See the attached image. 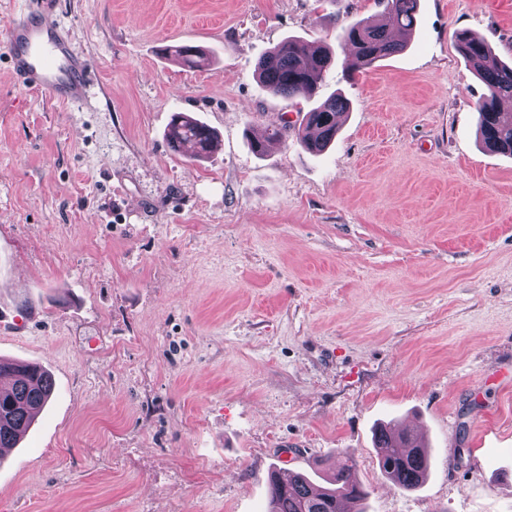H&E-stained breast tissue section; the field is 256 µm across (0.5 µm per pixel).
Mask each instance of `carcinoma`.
<instances>
[{"mask_svg": "<svg viewBox=\"0 0 512 512\" xmlns=\"http://www.w3.org/2000/svg\"><path fill=\"white\" fill-rule=\"evenodd\" d=\"M386 9L387 25H374L363 19L345 29L344 37L353 48L352 55L341 64L346 74L396 55L406 47V41L393 38L392 29L405 36L413 32L417 0H387ZM456 39L459 52L486 86V94L477 107L481 138L488 148L512 155V65L499 61L488 45L471 33L459 32ZM164 53L189 69L208 62L207 54L195 45L167 46ZM334 66L336 58L327 47L288 37L260 58L256 72L262 86L275 96L291 99L304 94L312 98ZM347 107L343 96L333 95L306 112L301 139L310 152L319 154L334 140L337 118ZM283 136L284 128H267L252 137V150L261 154L267 143ZM168 140L175 149L191 144L195 159L209 157L217 145L214 130L184 112L173 113ZM3 379L8 386H0V448H14L50 401L54 382L40 364L0 357V380ZM377 448L379 467L394 485L414 491L423 484L428 460L426 445L406 436H391L382 427L377 433ZM323 481L324 485L317 486L307 474L298 472L286 484L278 481L269 485L268 512H343L342 505L358 503L365 497L349 457Z\"/></svg>", "mask_w": 512, "mask_h": 512, "instance_id": "obj_1", "label": "carcinoma"}]
</instances>
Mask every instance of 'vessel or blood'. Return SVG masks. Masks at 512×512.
<instances>
[{"label":"vessel or blood","mask_w":512,"mask_h":512,"mask_svg":"<svg viewBox=\"0 0 512 512\" xmlns=\"http://www.w3.org/2000/svg\"><path fill=\"white\" fill-rule=\"evenodd\" d=\"M58 28L53 14L42 10L39 0H30L0 29V55L8 59L22 87L66 105L89 104L90 61L74 51Z\"/></svg>","instance_id":"obj_1"}]
</instances>
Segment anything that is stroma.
<instances>
[{"label": "stroma", "instance_id": "obj_1", "mask_svg": "<svg viewBox=\"0 0 512 512\" xmlns=\"http://www.w3.org/2000/svg\"><path fill=\"white\" fill-rule=\"evenodd\" d=\"M93 65L89 106L18 87L0 58V356L52 399L0 459V512H266L271 469L352 457L366 512H512V156L456 33L512 62V0H418L408 47L311 100L254 76L282 39L328 44L377 0H46ZM203 47L183 67L166 45ZM220 135L209 160L173 113ZM423 431L403 492L374 431ZM348 107L347 100L342 95L329 96L313 106L304 117L301 134L306 148L315 154L323 152L336 137L337 118ZM168 140L174 149L187 143L192 144L194 153L191 157L194 159L208 158L217 145V136L214 130L184 112L173 113Z\"/></svg>", "mask_w": 512, "mask_h": 512}]
</instances>
